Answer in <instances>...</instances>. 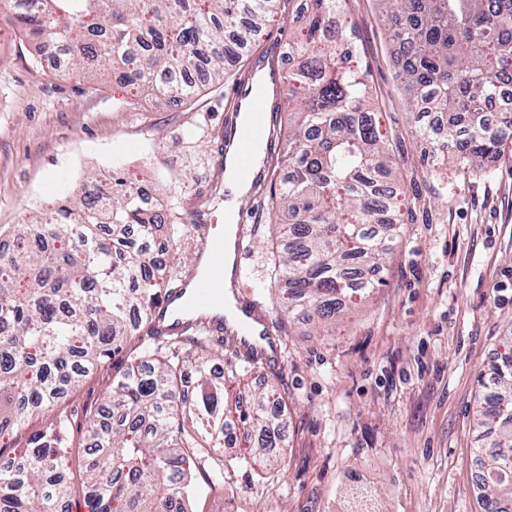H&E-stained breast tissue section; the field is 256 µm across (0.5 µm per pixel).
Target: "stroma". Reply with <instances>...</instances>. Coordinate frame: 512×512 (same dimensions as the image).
<instances>
[{
  "mask_svg": "<svg viewBox=\"0 0 512 512\" xmlns=\"http://www.w3.org/2000/svg\"><path fill=\"white\" fill-rule=\"evenodd\" d=\"M9 2L0 0V227L48 218L73 184L111 175L210 208L222 223L208 197L231 80L177 105L76 79L37 60ZM342 10L390 140L402 201L394 247L382 284L336 322L292 319L276 311V218L249 212L246 280L286 334L288 448L274 474L262 462L223 483L196 472L199 512H224L228 490L239 512H347L363 483L379 512H479L475 462L495 433L477 427L478 404L512 358V144L479 173L438 163L418 135L377 0H343ZM125 366L107 359L67 406H96Z\"/></svg>",
  "mask_w": 512,
  "mask_h": 512,
  "instance_id": "35a3bbf8",
  "label": "stroma"
}]
</instances>
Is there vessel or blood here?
Returning a JSON list of instances; mask_svg holds the SVG:
<instances>
[{
	"label": "vessel or blood",
	"instance_id": "b4317fda",
	"mask_svg": "<svg viewBox=\"0 0 512 512\" xmlns=\"http://www.w3.org/2000/svg\"><path fill=\"white\" fill-rule=\"evenodd\" d=\"M286 68L281 42H274L265 54L254 59L248 78L239 81L232 94L242 121L227 122L225 164L235 168L241 181L256 182L255 152L266 140V131L273 120L270 101L284 85ZM252 200L244 195L240 205L225 210L224 222L234 228L236 260H243V242L251 233L245 222V206ZM197 264L187 272L178 288L168 290L165 299L152 312L154 327L160 334L182 331L186 324L203 320L213 334L223 336L225 344L237 353L254 352L263 361L281 365L278 349L269 348L268 314L249 297L241 271L226 275L224 267V236L206 224L204 212L194 214Z\"/></svg>",
	"mask_w": 512,
	"mask_h": 512
}]
</instances>
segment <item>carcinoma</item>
<instances>
[{
    "mask_svg": "<svg viewBox=\"0 0 512 512\" xmlns=\"http://www.w3.org/2000/svg\"><path fill=\"white\" fill-rule=\"evenodd\" d=\"M296 0H31L13 14L40 55L63 49L72 72L106 84L113 76L146 97L179 102L194 87L161 83L199 65L215 81L277 13ZM343 0H307L288 36V135L273 128L262 163L271 204L288 214L287 256L275 267L285 288L283 314L332 318L379 286L372 273L393 249L399 208L386 134L371 104L368 69L354 63L343 36ZM392 41L402 48L397 76L411 111L425 102L449 112L448 129L418 128L448 158L476 172L512 140V109L490 121L485 103L512 86V0H379ZM163 207H142L125 179L92 192L84 186L47 223L32 224L12 249L0 248V438L36 414L50 428L28 437L20 454L0 448V512H59L70 505L62 462L75 425L62 407L68 392L109 355L128 366L85 413L81 432L88 512H190L188 478L203 463L218 481L250 459L285 448L282 375L233 420L224 379L212 375V336L203 326L164 337L158 352L150 315L185 267H167L150 241ZM263 366L242 357L232 377L249 386ZM478 419L494 423L497 452L482 459L483 512H512V361ZM260 434L248 453L229 451L242 432Z\"/></svg>",
    "mask_w": 512,
    "mask_h": 512,
    "instance_id": "1",
    "label": "carcinoma"
}]
</instances>
